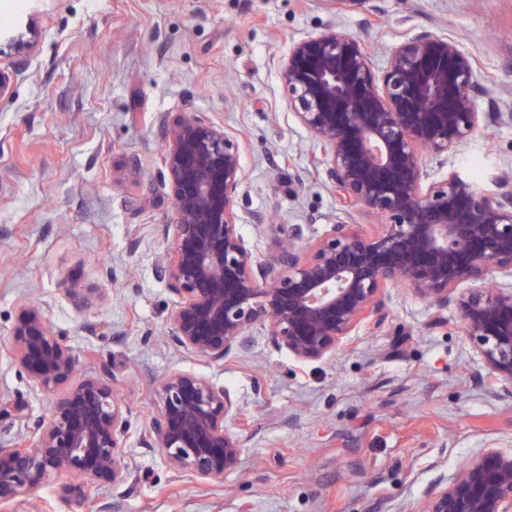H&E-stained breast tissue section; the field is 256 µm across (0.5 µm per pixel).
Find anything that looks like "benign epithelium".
<instances>
[{"label":"benign epithelium","instance_id":"benign-epithelium-1","mask_svg":"<svg viewBox=\"0 0 512 512\" xmlns=\"http://www.w3.org/2000/svg\"><path fill=\"white\" fill-rule=\"evenodd\" d=\"M328 8L370 10L374 0H324ZM34 22L0 30L18 53L35 47ZM288 109L328 157L327 175L345 209L381 218L372 231L342 222L316 237L292 224L288 240L262 263L247 246L237 204L246 173L242 144L224 128L184 112L164 121L166 173L175 224L156 272L173 296L169 340L220 362L251 346L263 327L270 342L303 362L338 351L361 322L383 316V292L402 283L437 311L456 301L487 382L512 396V284L482 286L488 269L512 271V186L495 196L450 173L423 183L429 158L454 152L478 128L512 119L484 112L476 58L444 34L420 31L394 43L375 70L363 40L327 26L294 42L280 62ZM464 282L478 284L455 294ZM86 309L92 292L66 285ZM10 357L34 389L55 395L34 421L24 403L0 400V419L23 423L20 442L0 449V504L68 474L62 495L82 508L91 491L131 476L127 409L118 379L103 370L73 380L80 363L66 334L22 301ZM143 444L168 468L199 483L235 469L240 435L230 394L204 376L173 371L156 386ZM412 512H512V450L485 448L438 474Z\"/></svg>","mask_w":512,"mask_h":512}]
</instances>
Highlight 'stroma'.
I'll use <instances>...</instances> for the list:
<instances>
[{"label":"stroma","instance_id":"obj_1","mask_svg":"<svg viewBox=\"0 0 512 512\" xmlns=\"http://www.w3.org/2000/svg\"><path fill=\"white\" fill-rule=\"evenodd\" d=\"M34 21V50H0L17 70L0 100V398L31 418L54 397L31 389L6 347L29 298L74 350L111 370L128 408L132 478L102 486L96 512H409L437 472L484 448L512 449V397L492 392L456 305L435 312L397 285L380 326L354 329L335 355L300 362L254 329L248 351L214 363L165 334L172 297L155 273L172 223L163 121L194 112L242 144L247 179L238 222L266 262L293 224L311 235L343 210L327 157L286 105L278 68L294 41L335 25L363 39L375 69L384 49L426 30L477 60L480 106L512 112V0H378L333 11L323 0H0V17ZM458 173L488 195L512 179V122L478 129L449 157L427 160L425 182ZM256 212L272 214L258 226ZM91 289L77 312L67 282ZM173 371L227 390L245 423L236 469L200 484L141 444L158 381ZM59 480L0 512H79Z\"/></svg>","mask_w":512,"mask_h":512}]
</instances>
